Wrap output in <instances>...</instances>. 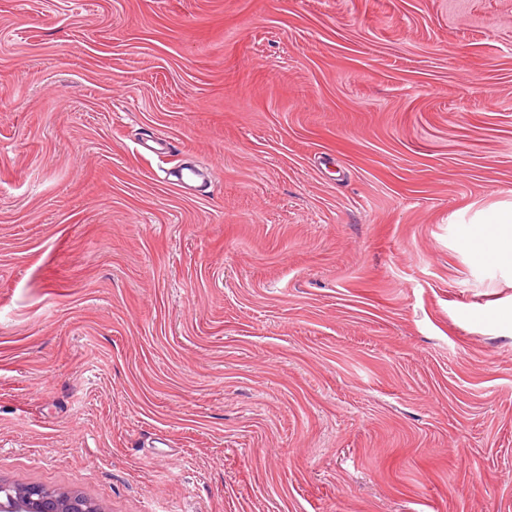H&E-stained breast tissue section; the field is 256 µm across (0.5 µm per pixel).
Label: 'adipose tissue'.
<instances>
[{"mask_svg":"<svg viewBox=\"0 0 512 512\" xmlns=\"http://www.w3.org/2000/svg\"><path fill=\"white\" fill-rule=\"evenodd\" d=\"M467 243L477 261L512 269V207L487 213L470 230Z\"/></svg>","mask_w":512,"mask_h":512,"instance_id":"obj_1","label":"adipose tissue"}]
</instances>
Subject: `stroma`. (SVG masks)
Instances as JSON below:
<instances>
[{
    "label": "stroma",
    "instance_id": "35a3bbf8",
    "mask_svg": "<svg viewBox=\"0 0 512 512\" xmlns=\"http://www.w3.org/2000/svg\"><path fill=\"white\" fill-rule=\"evenodd\" d=\"M509 203L512 0H0V479L512 512ZM473 257L512 269V207L487 213L468 234Z\"/></svg>",
    "mask_w": 512,
    "mask_h": 512
}]
</instances>
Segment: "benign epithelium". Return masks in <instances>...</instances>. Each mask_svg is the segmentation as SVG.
I'll use <instances>...</instances> for the list:
<instances>
[{"instance_id": "benign-epithelium-1", "label": "benign epithelium", "mask_w": 512, "mask_h": 512, "mask_svg": "<svg viewBox=\"0 0 512 512\" xmlns=\"http://www.w3.org/2000/svg\"><path fill=\"white\" fill-rule=\"evenodd\" d=\"M89 499L38 485L0 481V512H95Z\"/></svg>"}]
</instances>
